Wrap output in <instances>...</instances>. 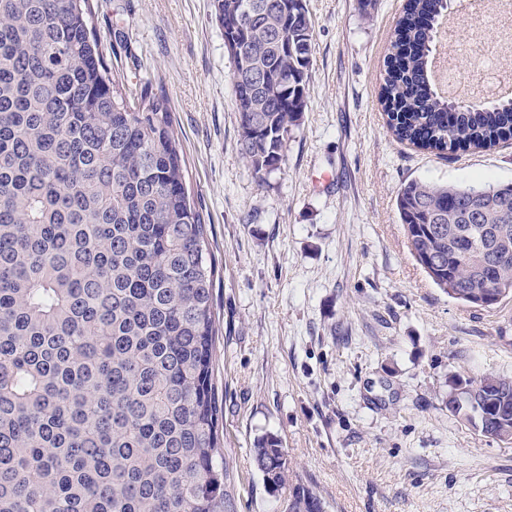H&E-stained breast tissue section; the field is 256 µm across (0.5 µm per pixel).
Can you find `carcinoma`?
<instances>
[{"label":"carcinoma","mask_w":512,"mask_h":512,"mask_svg":"<svg viewBox=\"0 0 512 512\" xmlns=\"http://www.w3.org/2000/svg\"><path fill=\"white\" fill-rule=\"evenodd\" d=\"M240 24L231 84L260 182L287 161L307 107L306 0H212ZM448 0H406L379 98L400 142L442 155L512 139V99L476 105L430 79ZM90 0H0V512H231L211 382L212 268L168 100L106 61ZM258 81L253 82L251 78ZM396 207L432 283L476 305L489 251L512 294V183L411 180ZM448 410L506 409L512 377L449 380ZM255 462L286 512H326L288 479L273 435Z\"/></svg>","instance_id":"obj_1"}]
</instances>
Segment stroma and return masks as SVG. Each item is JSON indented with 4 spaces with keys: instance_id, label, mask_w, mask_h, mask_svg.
<instances>
[{
    "instance_id": "stroma-1",
    "label": "stroma",
    "mask_w": 512,
    "mask_h": 512,
    "mask_svg": "<svg viewBox=\"0 0 512 512\" xmlns=\"http://www.w3.org/2000/svg\"><path fill=\"white\" fill-rule=\"evenodd\" d=\"M109 66L158 79L206 225L214 269L212 384L235 512H280L254 459L277 435L289 477L326 512H512V443L448 409V381L512 377V295L471 307L411 256L401 186L512 183V142L437 156L397 142L379 103L404 0H306L307 108L283 169L259 180L240 150L232 63L211 0H94ZM471 0H451L440 49L459 51Z\"/></svg>"
}]
</instances>
